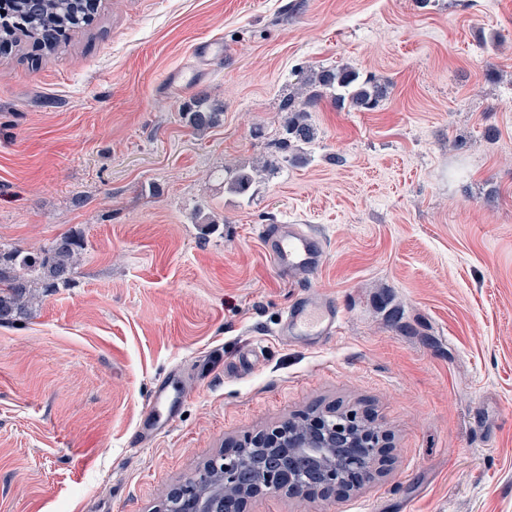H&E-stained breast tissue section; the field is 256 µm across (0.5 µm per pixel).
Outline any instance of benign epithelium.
<instances>
[{"mask_svg":"<svg viewBox=\"0 0 512 512\" xmlns=\"http://www.w3.org/2000/svg\"><path fill=\"white\" fill-rule=\"evenodd\" d=\"M354 411L329 409L308 421L290 418L248 438L232 455H219L207 472L220 474L218 490L193 506L196 512H245L247 502L269 491L326 495L372 479L387 461L386 447L373 433L352 430ZM172 489L161 512H174L176 501L193 491L192 484Z\"/></svg>","mask_w":512,"mask_h":512,"instance_id":"7a95c632","label":"benign epithelium"}]
</instances>
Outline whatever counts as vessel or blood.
Listing matches in <instances>:
<instances>
[{"instance_id": "vessel-or-blood-1", "label": "vessel or blood", "mask_w": 512, "mask_h": 512, "mask_svg": "<svg viewBox=\"0 0 512 512\" xmlns=\"http://www.w3.org/2000/svg\"><path fill=\"white\" fill-rule=\"evenodd\" d=\"M223 53L222 42L196 44L189 61L168 74L166 89H190L211 61ZM259 241L266 257L283 276L313 273L324 264L325 250L322 242L315 232L303 225L283 224L276 229L263 227ZM341 321L336 307L324 295L318 294L292 304L278 333L282 336H334L340 330Z\"/></svg>"}]
</instances>
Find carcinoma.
Here are the masks:
<instances>
[{"label":"carcinoma","instance_id":"carcinoma-1","mask_svg":"<svg viewBox=\"0 0 512 512\" xmlns=\"http://www.w3.org/2000/svg\"><path fill=\"white\" fill-rule=\"evenodd\" d=\"M5 14L0 17V45L19 46L34 41L39 48L56 53L72 36L84 30L98 11L99 0H41L31 8L29 0H0ZM298 87L279 104L285 113L283 151H300L316 138L305 113L327 97L339 106L357 112L374 111L386 98V86L373 75L349 67L310 69L299 72ZM199 99L186 109L188 124L202 132L219 125L221 113L202 108ZM254 182V170L224 168V186L244 196ZM83 245L69 235L61 237L43 255L22 248L0 249V325L9 324L36 303V291L47 285L65 284L79 260Z\"/></svg>","mask_w":512,"mask_h":512}]
</instances>
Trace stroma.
<instances>
[{
  "label": "stroma",
  "instance_id": "35a3bbf8",
  "mask_svg": "<svg viewBox=\"0 0 512 512\" xmlns=\"http://www.w3.org/2000/svg\"><path fill=\"white\" fill-rule=\"evenodd\" d=\"M342 64L382 106L323 99L284 153L294 69ZM202 94L224 116L198 133ZM235 166L262 169L247 196ZM266 224L313 226L321 270L282 279ZM67 234L72 281L0 325V512H158L225 446L334 404L388 433L382 471L248 512H512V0H103L57 54L0 53V247ZM312 290L339 335H278ZM167 378L174 421L139 443ZM223 54L224 44L220 41L196 44L192 49L190 60L168 74L165 88L176 91L190 89L194 80L208 69L211 61ZM254 180V168L239 167L233 169L228 167L224 170V186L237 195H247Z\"/></svg>",
  "mask_w": 512,
  "mask_h": 512
}]
</instances>
